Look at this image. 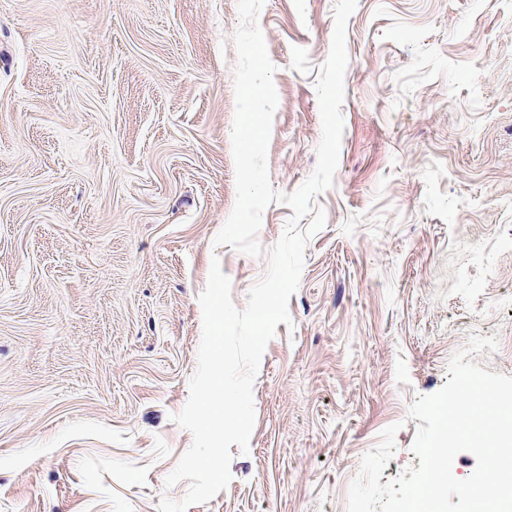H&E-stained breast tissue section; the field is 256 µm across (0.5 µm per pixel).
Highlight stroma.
I'll return each mask as SVG.
<instances>
[{"label":"stroma","instance_id":"stroma-1","mask_svg":"<svg viewBox=\"0 0 512 512\" xmlns=\"http://www.w3.org/2000/svg\"><path fill=\"white\" fill-rule=\"evenodd\" d=\"M335 0H265L272 187L315 170ZM237 0H0V512H157L191 446L212 259L236 201ZM326 224L254 383L248 453L188 512H347L362 456L418 467V396L512 336V0H357Z\"/></svg>","mask_w":512,"mask_h":512}]
</instances>
